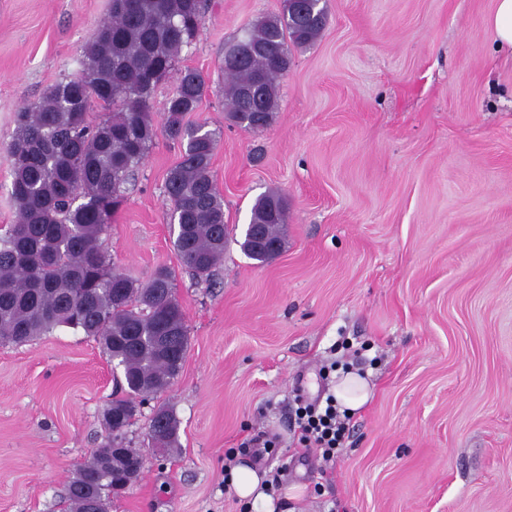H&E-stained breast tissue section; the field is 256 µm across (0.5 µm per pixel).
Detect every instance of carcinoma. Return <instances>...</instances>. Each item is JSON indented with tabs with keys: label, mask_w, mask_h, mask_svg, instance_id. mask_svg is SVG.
<instances>
[{
	"label": "carcinoma",
	"mask_w": 512,
	"mask_h": 512,
	"mask_svg": "<svg viewBox=\"0 0 512 512\" xmlns=\"http://www.w3.org/2000/svg\"><path fill=\"white\" fill-rule=\"evenodd\" d=\"M208 0H110V14L83 47L77 73L48 87L17 113L8 147L13 223L0 235V343L23 345L65 327L97 341L121 369L119 385L140 402L168 389L181 371L189 330L175 296L174 276L161 267L146 283L116 270L105 245L121 188L132 178L157 136L179 146L164 194L177 224L173 248L181 264L203 280L224 258L231 228L210 166L220 133L193 124L208 85L194 68L180 71L161 126L150 112L155 85L166 77L183 46L190 44ZM326 25L322 0H283L240 37L224 44V105L227 118L245 130L267 127L279 107L280 78L291 66L289 46L306 48ZM106 110L94 123V104ZM288 207L279 192L260 196L251 209L243 253L261 264L252 235L262 227L284 248ZM175 340L172 354L156 337ZM165 425L149 445L168 454L178 448L180 422L158 407ZM112 440L76 469L67 493L72 512H107L121 481L103 470L114 454Z\"/></svg>",
	"instance_id": "1"
}]
</instances>
